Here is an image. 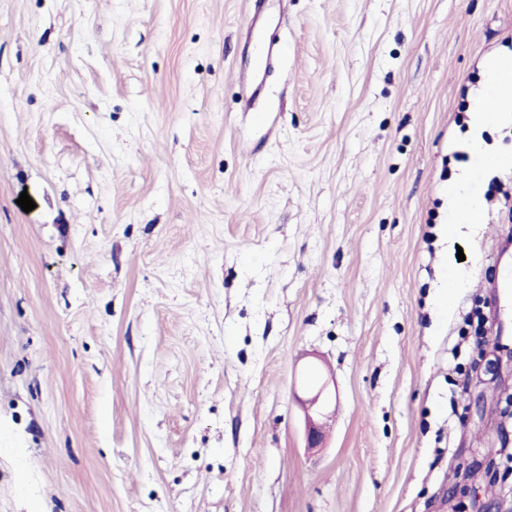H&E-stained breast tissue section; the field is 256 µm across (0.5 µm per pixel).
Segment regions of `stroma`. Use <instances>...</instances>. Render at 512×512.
<instances>
[{
    "label": "stroma",
    "instance_id": "35a3bbf8",
    "mask_svg": "<svg viewBox=\"0 0 512 512\" xmlns=\"http://www.w3.org/2000/svg\"><path fill=\"white\" fill-rule=\"evenodd\" d=\"M511 53L512 0H0V512L488 498L458 465L512 394L468 371L512 169L456 235L448 184ZM307 398L297 397L305 416V434L307 447L317 448L323 440L322 426L318 422L325 415L328 407V396L325 381L315 385H306Z\"/></svg>",
    "mask_w": 512,
    "mask_h": 512
}]
</instances>
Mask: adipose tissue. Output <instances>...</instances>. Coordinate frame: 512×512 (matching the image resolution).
<instances>
[{
  "instance_id": "1",
  "label": "adipose tissue",
  "mask_w": 512,
  "mask_h": 512,
  "mask_svg": "<svg viewBox=\"0 0 512 512\" xmlns=\"http://www.w3.org/2000/svg\"><path fill=\"white\" fill-rule=\"evenodd\" d=\"M510 67H512V55H496L486 59L483 64L485 89L481 99L476 100L471 106L474 133L468 147L472 152L487 155L488 160L484 167L465 172L450 187L448 201L456 223L479 224L484 219L481 201L468 193L469 183L478 178H486L490 170L512 166V154L488 153L482 137L483 131L491 128L492 124L512 120V91L503 90L498 85L499 72ZM490 101L495 104V117L491 120L487 119L485 112L486 104Z\"/></svg>"
}]
</instances>
